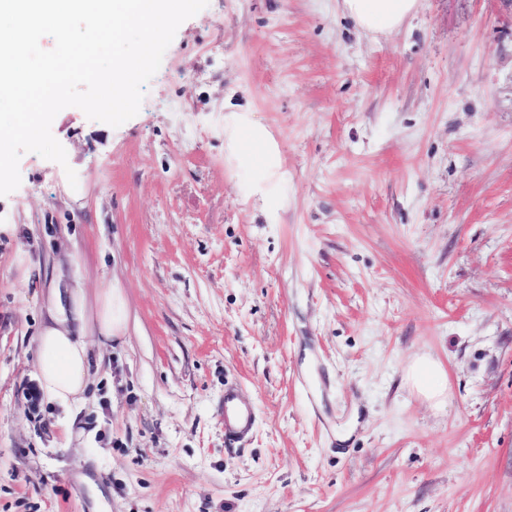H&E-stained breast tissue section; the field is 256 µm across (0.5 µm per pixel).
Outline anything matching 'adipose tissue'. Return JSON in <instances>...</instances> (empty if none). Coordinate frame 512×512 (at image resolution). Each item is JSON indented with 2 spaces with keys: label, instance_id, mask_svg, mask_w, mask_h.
Instances as JSON below:
<instances>
[{
  "label": "adipose tissue",
  "instance_id": "obj_1",
  "mask_svg": "<svg viewBox=\"0 0 512 512\" xmlns=\"http://www.w3.org/2000/svg\"><path fill=\"white\" fill-rule=\"evenodd\" d=\"M417 0H342L344 11L365 31L391 34L411 15ZM225 159L232 169L249 170L242 184L245 199L263 202L270 223L280 220V205L272 194L285 180L280 149L267 127L248 108L228 110L224 115ZM47 320L35 339L37 379L42 391L62 403L82 400L91 369L85 336H98L109 344L124 339L128 308L119 284L107 282L95 296H87L80 283L53 290L46 307ZM408 384L420 395L438 399L448 389L445 371L423 357L406 371Z\"/></svg>",
  "mask_w": 512,
  "mask_h": 512
}]
</instances>
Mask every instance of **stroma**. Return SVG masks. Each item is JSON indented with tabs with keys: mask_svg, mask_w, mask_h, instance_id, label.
<instances>
[{
	"mask_svg": "<svg viewBox=\"0 0 512 512\" xmlns=\"http://www.w3.org/2000/svg\"><path fill=\"white\" fill-rule=\"evenodd\" d=\"M228 103L279 143L281 223L224 160ZM51 131L66 164L23 154L0 196V512H512V0H418L388 36L209 0L135 117ZM61 273L117 281L127 336L87 337L84 401L33 404ZM423 355L441 400L405 383ZM255 411L251 404L242 400L236 384L224 385V435L226 438L243 440L253 431Z\"/></svg>",
	"mask_w": 512,
	"mask_h": 512,
	"instance_id": "obj_1",
	"label": "stroma"
}]
</instances>
